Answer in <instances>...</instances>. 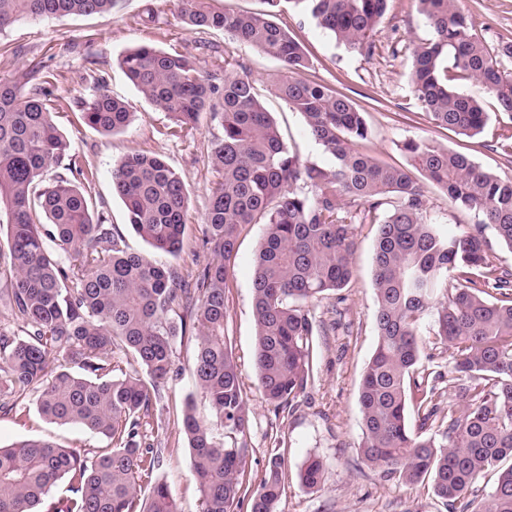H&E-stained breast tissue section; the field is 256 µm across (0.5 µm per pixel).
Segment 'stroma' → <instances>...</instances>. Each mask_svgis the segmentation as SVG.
<instances>
[{"label": "stroma", "mask_w": 512, "mask_h": 512, "mask_svg": "<svg viewBox=\"0 0 512 512\" xmlns=\"http://www.w3.org/2000/svg\"><path fill=\"white\" fill-rule=\"evenodd\" d=\"M458 4L469 15L474 33L490 48L512 43V0H458ZM181 6V0H120L109 14L20 20L0 33V45L21 50L15 57L0 54V78L12 77L37 63L54 75L57 105L53 119L70 143L68 156L89 166L93 209L114 224L127 251L146 254L150 248L127 224L125 206L112 192L113 165L125 155L141 151L160 156L179 174L189 196L181 250L178 256L160 253L156 259L187 277L213 259L202 241L203 220L218 181L208 152L223 138L224 129L206 113L193 134L170 135V118L145 100L120 68L118 59L123 52L143 44L166 51H190L200 70L209 73L217 61L210 53L199 52L198 46L203 42L218 46L247 65L265 108L301 159L323 163L327 157L308 135L302 116L271 93L272 83L282 73L280 63L253 47L229 41L223 31H187L180 20ZM273 20L304 47L310 60L304 78L349 97L363 112L369 129L367 139L360 143L365 152L381 162L405 167L409 158L403 143L423 139L463 153L496 174L512 176V148L505 140L512 134V114L501 111L494 98L484 96L490 120L483 132L473 137L436 128L415 100L409 86L411 49L414 42L430 38L432 31L414 0H389L373 34L375 51L370 56L350 52L318 28L310 16L289 6H281ZM90 34L95 37L91 43L86 40ZM101 78L112 96L124 101L133 114L132 123L115 135L88 126L72 107L74 99L93 94ZM425 191L428 218L443 224L449 234L466 231L477 222V213L453 207L438 188L429 185ZM263 235V225L243 227L226 287V334L239 358L251 419L246 484L257 485L269 457L277 454L286 462L285 488L277 512H447L435 496L431 480L410 486L385 480L359 453L358 391L376 344L372 284L376 225L358 228L354 273L348 287L314 306L316 380L293 410L279 415L263 399L253 363V268ZM195 336L190 329L174 343L175 373L162 399L152 405L155 426L147 434L160 452V463L141 482L145 495L155 481L165 482L179 512H202L200 493L191 476L190 450L179 430L186 398H193L197 414L206 417L211 413L192 375ZM35 400L31 393L17 409L0 410L1 445L46 437L65 447H106V440L81 427L45 419ZM311 454L319 455L325 464L323 483L313 490L298 479L301 465Z\"/></svg>", "instance_id": "35a3bbf8"}]
</instances>
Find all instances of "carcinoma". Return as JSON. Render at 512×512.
<instances>
[{"instance_id": "obj_1", "label": "carcinoma", "mask_w": 512, "mask_h": 512, "mask_svg": "<svg viewBox=\"0 0 512 512\" xmlns=\"http://www.w3.org/2000/svg\"><path fill=\"white\" fill-rule=\"evenodd\" d=\"M264 13L216 11L182 0L187 30L218 28L282 65L272 92L302 115L331 162L304 161L284 139L247 67L230 55L205 76L196 57L151 45L128 49L119 65L138 92L168 114L180 131L198 127L209 111L224 136L208 155L219 176L202 228L216 259L193 281L147 255L121 248L122 237L94 215L89 174L71 162L49 176L69 150L53 120L50 72L36 65L0 78V298L19 332H0V409L12 410L33 385L37 411L59 425H78L110 440L102 451L66 448L33 438L0 447V512H177L163 482L140 497L157 455L142 446L152 399L173 371V343L197 327L196 385L212 416L188 398L181 420L203 512H275L284 460L267 463L255 491L243 485L252 448L250 416L239 367L225 335L226 282L241 228L263 224L255 261V368L274 412L292 408L315 381L310 305L347 287L353 276L357 226H378L373 252L377 343L359 386L360 455L380 476L404 485L431 479L448 512H512V270L492 265L485 231L512 250V176L428 140L403 149L413 169L454 206L480 219L456 235L424 219L426 199L410 170L362 152L363 113L331 87L303 78L310 65L298 41ZM340 43L371 55L373 33L389 0H289ZM432 37L412 50V92L432 124L480 134L488 121L481 98L448 85V71L474 81L512 112V76L471 32L457 0H416ZM117 0H0V32L21 19L108 14ZM89 126L115 133L128 126L126 103L104 79L77 102ZM177 130V131H179ZM172 131V134H177ZM113 192L127 221L153 250L174 256L188 197L178 173L160 157L138 152L112 169ZM348 197L357 206L343 203ZM184 312L175 322L173 306ZM452 350L449 373L462 381L460 409L443 413L445 393L418 371L421 325ZM131 354L140 371H124L115 351ZM419 424L411 425L410 414ZM489 471L493 486H477ZM325 468L310 455L301 484L321 487ZM67 482V496L45 505Z\"/></svg>"}]
</instances>
